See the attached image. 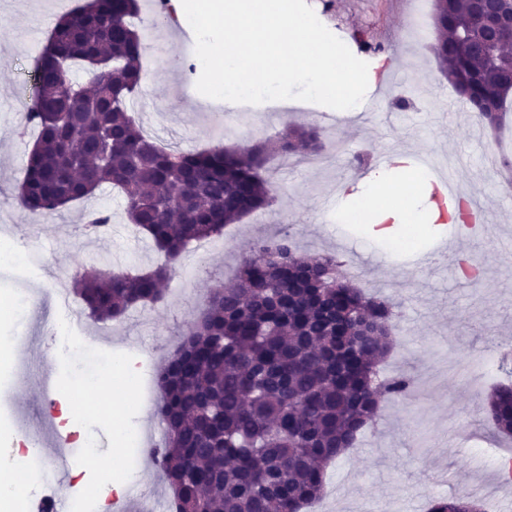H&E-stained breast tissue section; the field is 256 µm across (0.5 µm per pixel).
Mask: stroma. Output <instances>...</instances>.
<instances>
[{
    "label": "stroma",
    "instance_id": "stroma-1",
    "mask_svg": "<svg viewBox=\"0 0 512 512\" xmlns=\"http://www.w3.org/2000/svg\"><path fill=\"white\" fill-rule=\"evenodd\" d=\"M325 14L328 29L347 45L357 36L373 38L385 47V74L373 92L370 110L314 111L313 123L327 142H339L343 154L321 168L295 157L274 158L265 173L276 188L272 208L284 222L298 225L304 253H334L363 267L360 287L403 302L399 343L387 362L391 374L419 379L413 398L387 400L374 429L366 431L357 448L328 469L326 489L314 512H427L428 502L456 494L460 487H481L480 497L493 512H512V486L499 484L492 448L465 438L464 429L486 431L484 397L490 384H469L455 373V364H478L497 351L512 348V201L496 186L488 161L494 148L512 151V122L502 136L475 122L462 111L461 99L442 76L431 51L434 35L415 37L409 21L418 0H306ZM78 0H0V230L28 253L27 269L15 270L0 262V299L11 289L42 291L44 312L0 318V336L26 332L30 345L23 358L25 378L0 380V414L18 419L49 416L54 404L66 401L76 381L77 365L60 356L58 342L45 329L46 316L61 314L58 298L67 295L72 306L85 304L73 290L77 272L95 267L116 272L147 269L161 256L152 242L129 225L124 201L117 192H103L69 204L52 216L35 221L18 205L16 187L36 134L24 128L21 103L28 100L25 74L42 54L57 18ZM172 40V54L159 61L143 80L137 95L138 116L151 127L159 144L197 151L220 142L252 139L256 128L277 131L287 115L263 112L254 123L226 133L230 120L224 103L196 89L197 73L186 68L195 52V35L184 23L164 26ZM420 85L415 108L391 109L394 97ZM412 156H434L454 170L460 191L478 196L498 218L495 230L475 231L464 258L448 254L447 273L424 271L432 257L454 237V226L425 228L410 233V247L387 251L371 238L365 225L340 223L336 211L337 184L358 182L364 171L358 159H373L396 150ZM112 216L108 230L97 236L75 232L89 210ZM278 225L254 213L228 225L213 251L197 265L177 266L162 301L132 309L120 322L87 317L86 332L107 349L124 353L138 364L143 378L154 377L172 349L188 332L211 290L228 281L249 242L280 233ZM485 268L481 285L458 272L459 261ZM51 368L55 386L42 396L39 372ZM97 440L96 448L75 442L65 458L75 476L91 479L97 470L87 465L90 451L112 450V425L98 414L84 425ZM123 468L131 480L125 498L129 512H140L142 500L167 499L168 485L155 459L138 448H126Z\"/></svg>",
    "mask_w": 512,
    "mask_h": 512
}]
</instances>
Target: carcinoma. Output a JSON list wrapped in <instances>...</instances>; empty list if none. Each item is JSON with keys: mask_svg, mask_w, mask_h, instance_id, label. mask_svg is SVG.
Listing matches in <instances>:
<instances>
[{"mask_svg": "<svg viewBox=\"0 0 512 512\" xmlns=\"http://www.w3.org/2000/svg\"><path fill=\"white\" fill-rule=\"evenodd\" d=\"M141 0H84L53 27L33 67L28 118L39 132L27 153L16 199L34 216L120 190L128 222L166 261L148 271L77 274L76 292L102 321H122L158 302L189 246L269 208L276 189L263 176L268 156L323 153L315 126L284 123L273 136L210 150H163L143 134L132 105L142 81L146 29L133 25ZM433 45L448 83L494 126L509 97L502 71L512 52L476 56L457 43L486 39L467 0H454ZM82 66L92 91L72 80ZM91 213L86 233L109 225ZM232 281L215 289L177 349L157 371V416L164 439L156 459L171 489L170 512H302L321 497L325 466L344 455L379 411L380 399L405 396L411 379L382 377L398 313L344 274L335 254L303 257L292 235L252 243ZM512 385L486 398L487 418L512 435ZM481 512L478 499L438 498L430 512Z\"/></svg>", "mask_w": 512, "mask_h": 512, "instance_id": "cac0c4a2", "label": "carcinoma"}]
</instances>
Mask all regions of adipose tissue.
<instances>
[{
  "label": "adipose tissue",
  "mask_w": 512,
  "mask_h": 512,
  "mask_svg": "<svg viewBox=\"0 0 512 512\" xmlns=\"http://www.w3.org/2000/svg\"><path fill=\"white\" fill-rule=\"evenodd\" d=\"M339 196L340 214L357 213L375 219V234L380 238L390 237L396 224H439L454 214L442 186L422 180L415 159L402 152L372 170L359 190L345 186ZM78 390L84 406L108 415L113 424L111 454H90L89 465L107 474L119 471L126 429L122 410L132 399V384L106 370L92 382L79 385Z\"/></svg>",
  "instance_id": "1"
}]
</instances>
